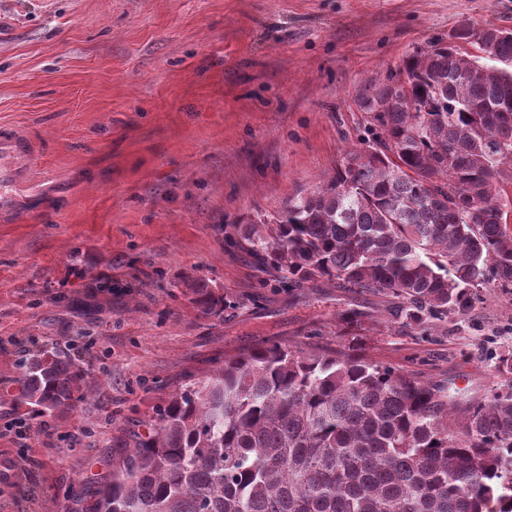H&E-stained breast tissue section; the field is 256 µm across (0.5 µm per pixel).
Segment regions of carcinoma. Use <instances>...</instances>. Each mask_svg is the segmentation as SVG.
<instances>
[{"mask_svg":"<svg viewBox=\"0 0 512 512\" xmlns=\"http://www.w3.org/2000/svg\"><path fill=\"white\" fill-rule=\"evenodd\" d=\"M479 40L486 55L455 45ZM371 138L332 177L240 229V246L300 287L326 281L400 303L421 326L512 289V30L456 28L360 96ZM202 312L224 294L184 283ZM484 400L332 347L224 355L169 392L145 430L111 440L112 477L85 512H512V352ZM96 381L69 353L30 351L19 423L59 417Z\"/></svg>","mask_w":512,"mask_h":512,"instance_id":"carcinoma-1","label":"carcinoma"}]
</instances>
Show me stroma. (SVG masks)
Here are the masks:
<instances>
[{
    "mask_svg": "<svg viewBox=\"0 0 512 512\" xmlns=\"http://www.w3.org/2000/svg\"><path fill=\"white\" fill-rule=\"evenodd\" d=\"M464 21L512 29V0H0V132L31 145L0 208V394L42 345L98 378L23 438L0 405V469L30 492L0 480L5 512H84L112 435L238 350L329 345L458 387L462 408L499 384L512 293L405 327L368 293L284 287L236 244L366 137L370 81ZM188 276L223 293V318ZM184 288L194 295V302L201 308L202 312L216 317L224 316V295L211 288L204 279H195L184 283Z\"/></svg>",
    "mask_w": 512,
    "mask_h": 512,
    "instance_id": "1",
    "label": "stroma"
}]
</instances>
